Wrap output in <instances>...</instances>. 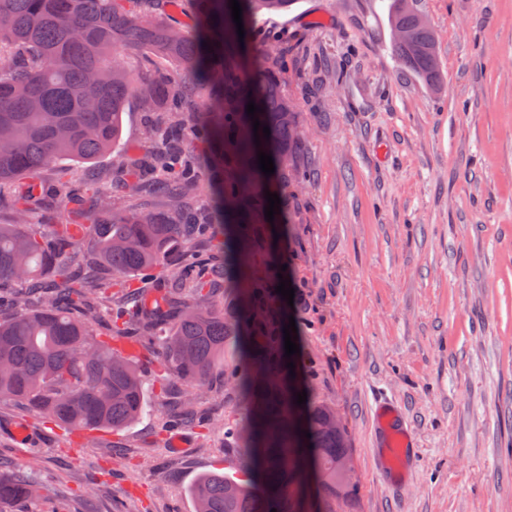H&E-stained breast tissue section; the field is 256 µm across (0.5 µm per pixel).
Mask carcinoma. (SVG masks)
<instances>
[{
  "instance_id": "carcinoma-1",
  "label": "carcinoma",
  "mask_w": 512,
  "mask_h": 512,
  "mask_svg": "<svg viewBox=\"0 0 512 512\" xmlns=\"http://www.w3.org/2000/svg\"><path fill=\"white\" fill-rule=\"evenodd\" d=\"M239 2L244 21L296 4ZM421 4L389 0L390 30H408L415 39L410 51L391 47L404 68L437 91L444 73L436 32L421 25ZM182 6L194 15L190 30L167 21L171 8ZM229 27H235L229 0H0V59L10 61L0 69V197L13 196L18 219L0 224V285L24 283L11 292L10 315L0 319V401L13 400L79 433L121 430L148 409L125 343L186 389L204 387L222 364L224 382L237 387L249 410L224 420V447L238 454L242 478L197 477L188 489L195 512H291L294 468L302 458L319 484L315 512H340L349 453L342 430L330 428L336 413L309 399L299 406L302 388H281L289 363L284 334L248 332L251 312L265 308L268 284L233 235L237 214L262 216L268 206L266 193L253 190L261 174L249 148L253 118L269 127L272 159L285 184V158L298 136L273 69L263 71L255 96L243 93L246 75L222 54ZM131 48L178 67L188 80L176 86L148 70L133 72L125 61ZM201 88L210 99L196 112L191 102ZM132 101L154 116L146 131L161 147L149 176L134 161L115 177L163 197L159 210H112L90 169L119 145ZM250 101L260 108L253 118ZM161 112L188 115L193 133L216 146L206 165L224 170V180L205 207L190 205L201 162L186 149L180 123L164 125ZM63 161L88 166L72 199L76 219L48 232L42 222L24 223L36 185L15 193L11 184ZM214 224L224 225V284L204 272L183 280L175 270L183 256L209 265L196 243ZM91 230L99 264L75 260ZM159 269L168 275L155 288L145 274ZM37 495L25 472L0 475V506Z\"/></svg>"
}]
</instances>
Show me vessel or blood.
I'll return each mask as SVG.
<instances>
[{
	"instance_id": "vessel-or-blood-1",
	"label": "vessel or blood",
	"mask_w": 512,
	"mask_h": 512,
	"mask_svg": "<svg viewBox=\"0 0 512 512\" xmlns=\"http://www.w3.org/2000/svg\"><path fill=\"white\" fill-rule=\"evenodd\" d=\"M375 476L388 487L402 486L415 460V438L399 407L379 398L375 406Z\"/></svg>"
}]
</instances>
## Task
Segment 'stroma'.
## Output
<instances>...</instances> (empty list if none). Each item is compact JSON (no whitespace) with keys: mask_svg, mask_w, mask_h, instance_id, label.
<instances>
[{"mask_svg":"<svg viewBox=\"0 0 512 512\" xmlns=\"http://www.w3.org/2000/svg\"><path fill=\"white\" fill-rule=\"evenodd\" d=\"M389 0H297L249 23L242 59L276 61L300 141L294 178L265 189L273 220L236 233L266 243L257 270L281 272L293 301L295 377L336 410L354 468L345 512H512V0H423L447 74L432 93L391 49ZM144 114H123L121 148L98 158L118 209L162 201L111 178L148 153ZM150 412L89 438L0 404V473L28 472L75 512H194L188 488L235 473L224 433L181 426L158 371L142 363ZM387 395L415 434L409 483L373 473L374 401ZM204 412L245 403L214 375ZM26 427V441L13 430Z\"/></svg>","mask_w":512,"mask_h":512,"instance_id":"obj_1","label":"stroma"}]
</instances>
